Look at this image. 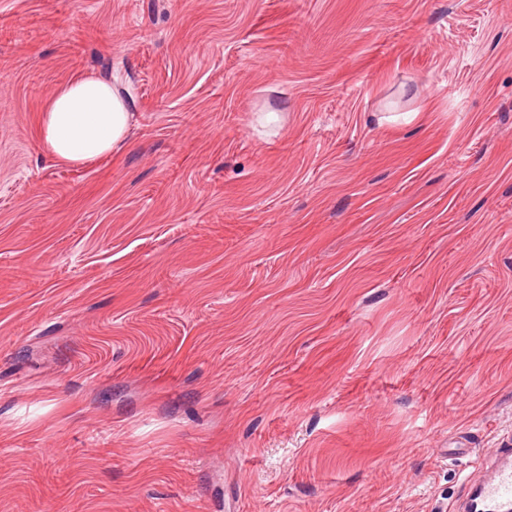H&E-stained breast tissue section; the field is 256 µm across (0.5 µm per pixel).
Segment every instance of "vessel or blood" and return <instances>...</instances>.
<instances>
[{
  "mask_svg": "<svg viewBox=\"0 0 512 512\" xmlns=\"http://www.w3.org/2000/svg\"><path fill=\"white\" fill-rule=\"evenodd\" d=\"M462 512H512V448L500 449L489 473L476 482Z\"/></svg>",
  "mask_w": 512,
  "mask_h": 512,
  "instance_id": "1",
  "label": "vessel or blood"
}]
</instances>
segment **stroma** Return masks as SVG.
I'll list each match as a JSON object with an SVG mask.
<instances>
[{
	"instance_id": "35a3bbf8",
	"label": "stroma",
	"mask_w": 512,
	"mask_h": 512,
	"mask_svg": "<svg viewBox=\"0 0 512 512\" xmlns=\"http://www.w3.org/2000/svg\"><path fill=\"white\" fill-rule=\"evenodd\" d=\"M511 438L512 0H0V512H450ZM132 115L112 79L85 73L62 85L38 120V146L71 166L112 155L128 138Z\"/></svg>"
}]
</instances>
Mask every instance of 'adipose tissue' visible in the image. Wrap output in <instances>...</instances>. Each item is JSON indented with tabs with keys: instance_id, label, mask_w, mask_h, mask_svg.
<instances>
[{
	"instance_id": "1",
	"label": "adipose tissue",
	"mask_w": 512,
	"mask_h": 512,
	"mask_svg": "<svg viewBox=\"0 0 512 512\" xmlns=\"http://www.w3.org/2000/svg\"><path fill=\"white\" fill-rule=\"evenodd\" d=\"M132 115L111 78L85 73L62 85L38 120V146L71 166L112 155L128 138Z\"/></svg>"
}]
</instances>
